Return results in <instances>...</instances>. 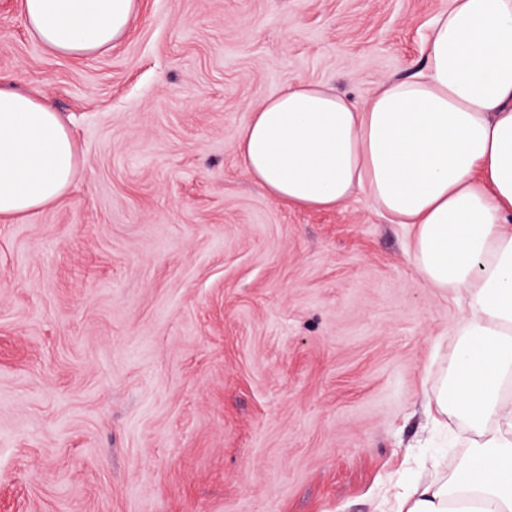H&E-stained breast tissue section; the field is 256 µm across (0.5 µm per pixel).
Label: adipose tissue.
<instances>
[{"mask_svg":"<svg viewBox=\"0 0 512 512\" xmlns=\"http://www.w3.org/2000/svg\"><path fill=\"white\" fill-rule=\"evenodd\" d=\"M139 0H22L31 35L67 56L111 49ZM249 178L292 207L334 209L364 192L409 225L424 281L464 293L460 339L436 415L472 436L458 472L418 482L397 512H512V0H449L424 65L362 104L298 82L238 134ZM77 165L61 116L0 79V218L59 199Z\"/></svg>","mask_w":512,"mask_h":512,"instance_id":"1","label":"adipose tissue"}]
</instances>
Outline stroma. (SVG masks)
<instances>
[{"instance_id":"stroma-1","label":"stroma","mask_w":512,"mask_h":512,"mask_svg":"<svg viewBox=\"0 0 512 512\" xmlns=\"http://www.w3.org/2000/svg\"><path fill=\"white\" fill-rule=\"evenodd\" d=\"M448 0H142L48 51L0 0V77L69 120L64 199L0 221V512H392L470 452L425 413L463 294L366 194L291 209L238 133L290 84L363 102Z\"/></svg>"}]
</instances>
